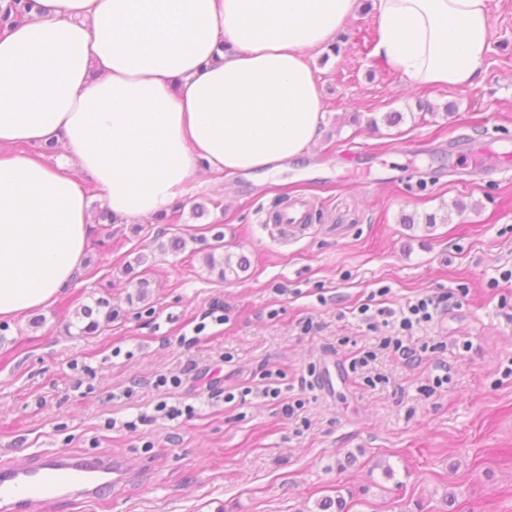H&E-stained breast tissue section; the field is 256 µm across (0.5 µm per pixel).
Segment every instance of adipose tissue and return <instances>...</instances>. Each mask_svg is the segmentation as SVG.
<instances>
[{
  "label": "adipose tissue",
  "instance_id": "obj_1",
  "mask_svg": "<svg viewBox=\"0 0 512 512\" xmlns=\"http://www.w3.org/2000/svg\"><path fill=\"white\" fill-rule=\"evenodd\" d=\"M375 57L410 84L474 86L488 0H371ZM360 0H35L0 34V323L48 306L91 231L168 211L202 171L275 177L324 120L311 54ZM62 147L70 163L14 153Z\"/></svg>",
  "mask_w": 512,
  "mask_h": 512
}]
</instances>
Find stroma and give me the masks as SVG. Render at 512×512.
Segmentation results:
<instances>
[{"instance_id": "1", "label": "stroma", "mask_w": 512, "mask_h": 512, "mask_svg": "<svg viewBox=\"0 0 512 512\" xmlns=\"http://www.w3.org/2000/svg\"><path fill=\"white\" fill-rule=\"evenodd\" d=\"M489 7L465 89L409 87L375 58L361 7L338 51L313 56L325 121L308 162L273 184L213 176L199 216L94 221L74 283L0 323V466L49 452L132 464L109 502L39 512H315L328 497L347 512H512V0ZM452 141L488 142L481 174ZM280 198L306 201L304 230L270 223ZM454 202L449 223L425 224ZM175 234L185 249L157 253ZM218 235L249 262L225 281L203 261ZM140 253L151 294L131 304ZM101 296L111 324L68 332ZM424 296L439 305L407 355L358 314Z\"/></svg>"}]
</instances>
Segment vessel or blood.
I'll return each mask as SVG.
<instances>
[{
  "instance_id": "1",
  "label": "vessel or blood",
  "mask_w": 512,
  "mask_h": 512,
  "mask_svg": "<svg viewBox=\"0 0 512 512\" xmlns=\"http://www.w3.org/2000/svg\"><path fill=\"white\" fill-rule=\"evenodd\" d=\"M127 471L108 458L88 463L57 453L32 468L0 470V512H33L44 498L107 499Z\"/></svg>"
}]
</instances>
